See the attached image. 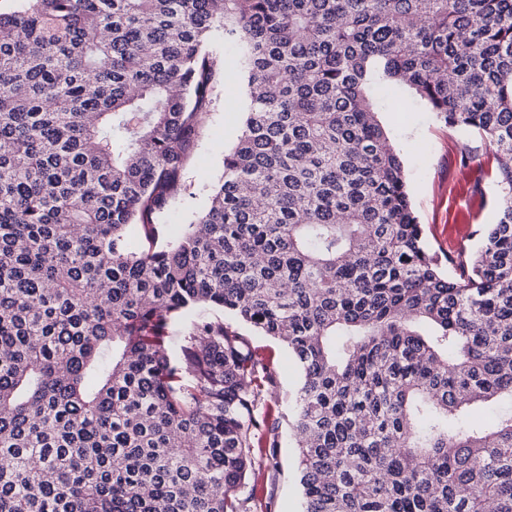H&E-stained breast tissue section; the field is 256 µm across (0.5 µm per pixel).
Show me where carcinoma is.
I'll list each match as a JSON object with an SVG mask.
<instances>
[{
  "mask_svg": "<svg viewBox=\"0 0 512 512\" xmlns=\"http://www.w3.org/2000/svg\"><path fill=\"white\" fill-rule=\"evenodd\" d=\"M0 33V512H269L270 362L222 319L170 354L206 308L301 371L303 512H512V409L465 422L512 402V0H22ZM216 33L241 127L172 236ZM389 82L491 147L475 249L428 246Z\"/></svg>",
  "mask_w": 512,
  "mask_h": 512,
  "instance_id": "cac0c4a2",
  "label": "carcinoma"
}]
</instances>
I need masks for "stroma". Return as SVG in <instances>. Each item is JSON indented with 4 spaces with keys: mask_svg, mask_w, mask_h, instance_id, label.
I'll return each mask as SVG.
<instances>
[{
    "mask_svg": "<svg viewBox=\"0 0 512 512\" xmlns=\"http://www.w3.org/2000/svg\"><path fill=\"white\" fill-rule=\"evenodd\" d=\"M216 100L202 131L199 147L186 168L191 194L169 208V219L187 224L207 203L209 189L222 170L225 146L236 138L241 115L236 87L217 86ZM379 119L399 151L414 210L424 225L431 249L448 252L455 244L476 246L477 237L466 236L471 211L478 221L493 224L498 215V189L492 178H480L487 168L489 147L480 137L451 131L428 112L405 87L385 86L378 92ZM236 324L260 353L271 358L277 377L276 397L281 423V446L276 463L264 473V493L271 512H302V498L294 465L295 450L287 426L289 401L300 381L297 364L287 347L224 314Z\"/></svg>",
    "mask_w": 512,
    "mask_h": 512,
    "instance_id": "1",
    "label": "stroma"
}]
</instances>
